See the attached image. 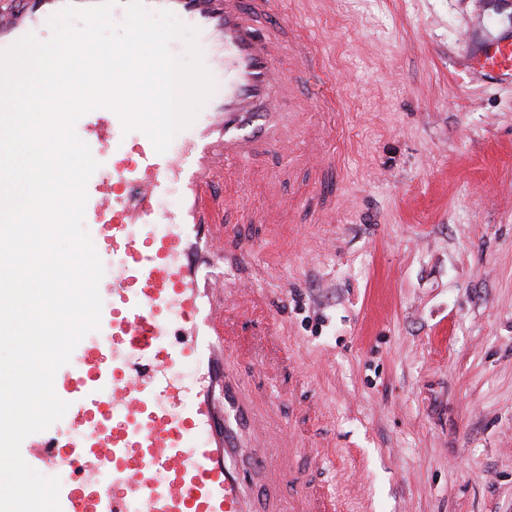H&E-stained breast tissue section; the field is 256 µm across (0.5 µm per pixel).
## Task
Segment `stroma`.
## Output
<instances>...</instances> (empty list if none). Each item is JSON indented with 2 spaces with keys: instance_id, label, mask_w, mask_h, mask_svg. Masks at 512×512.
Listing matches in <instances>:
<instances>
[{
  "instance_id": "stroma-1",
  "label": "stroma",
  "mask_w": 512,
  "mask_h": 512,
  "mask_svg": "<svg viewBox=\"0 0 512 512\" xmlns=\"http://www.w3.org/2000/svg\"><path fill=\"white\" fill-rule=\"evenodd\" d=\"M277 9L316 67L289 64L287 148L225 167L213 271L288 369L240 370L343 512H512V85L460 38L511 33L512 0Z\"/></svg>"
}]
</instances>
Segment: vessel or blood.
<instances>
[{
	"mask_svg": "<svg viewBox=\"0 0 512 512\" xmlns=\"http://www.w3.org/2000/svg\"><path fill=\"white\" fill-rule=\"evenodd\" d=\"M98 0H10L0 9V49L27 34L43 37L66 4ZM194 26L214 49L224 94L198 114L177 144L156 153L144 133L121 137L116 112L78 123L98 155L112 159L87 182L85 211L101 229L107 268L100 326L56 372L64 416L26 437L23 459L67 472L60 512H261L249 467L274 483L300 485L297 503L272 498V512H337V493L312 485L296 461L301 449L268 444L255 422L243 352L227 332L241 289L205 274L224 251V204L213 187L224 166L282 146L277 119L294 91L285 63L304 51L286 36L274 0H145ZM482 76L512 82V34L483 40L470 59ZM179 187L178 209L160 197ZM283 340L254 343L260 362L281 367Z\"/></svg>",
	"mask_w": 512,
	"mask_h": 512,
	"instance_id": "obj_1",
	"label": "vessel or blood"
}]
</instances>
